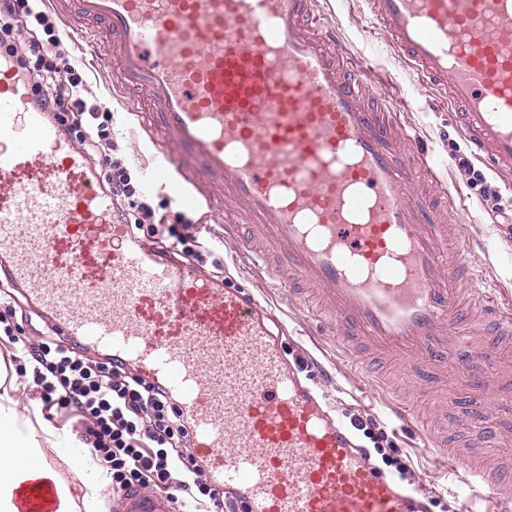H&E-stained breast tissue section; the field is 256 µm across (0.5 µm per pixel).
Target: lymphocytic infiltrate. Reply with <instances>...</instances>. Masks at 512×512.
I'll list each match as a JSON object with an SVG mask.
<instances>
[{
    "instance_id": "obj_1",
    "label": "lymphocytic infiltrate",
    "mask_w": 512,
    "mask_h": 512,
    "mask_svg": "<svg viewBox=\"0 0 512 512\" xmlns=\"http://www.w3.org/2000/svg\"><path fill=\"white\" fill-rule=\"evenodd\" d=\"M27 5L39 38L17 41L8 22L13 0H0V46L34 83L38 108L54 114L91 160L112 196L116 219L136 230L154 223L156 211L118 153L108 118L87 103L81 69L72 63L53 65L60 37L42 0H27ZM16 328L0 315V335L29 358L42 410L82 420V443L105 470V491L154 486L181 512H224L227 493L197 465L187 419L163 384L146 380L125 360L108 355L97 362L52 336L32 343L16 335Z\"/></svg>"
}]
</instances>
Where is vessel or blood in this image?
<instances>
[{
	"instance_id": "b4317fda",
	"label": "vessel or blood",
	"mask_w": 512,
	"mask_h": 512,
	"mask_svg": "<svg viewBox=\"0 0 512 512\" xmlns=\"http://www.w3.org/2000/svg\"><path fill=\"white\" fill-rule=\"evenodd\" d=\"M100 21L117 100L159 154L142 172L189 210L237 212L285 277L312 289L313 315L336 341L364 339L400 365L457 356L461 304L479 328L512 330V313L460 285L461 237L448 234L450 193L398 113L368 105L380 80L336 51V28L310 0H77ZM377 27L424 86L447 97L475 155L512 179V0H368ZM0 260L51 327L135 364L189 415L194 454L246 512H429L378 471L352 425L288 359L283 328L254 297L162 254L115 222L112 197L62 127L37 109L0 55ZM471 386L490 351L458 358ZM461 491L491 481L502 512L512 478L482 449L452 457ZM15 512H58L59 490L34 478ZM116 512H171L167 496L123 490Z\"/></svg>"
}]
</instances>
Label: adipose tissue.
I'll use <instances>...</instances> for the list:
<instances>
[{
    "instance_id": "ef3b65f1",
    "label": "adipose tissue",
    "mask_w": 512,
    "mask_h": 512,
    "mask_svg": "<svg viewBox=\"0 0 512 512\" xmlns=\"http://www.w3.org/2000/svg\"><path fill=\"white\" fill-rule=\"evenodd\" d=\"M26 416L9 393L0 394V512H13L11 492L29 479L28 461L43 457L45 447H56L55 435L24 434L20 425Z\"/></svg>"
}]
</instances>
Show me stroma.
<instances>
[{"instance_id": "obj_1", "label": "stroma", "mask_w": 512, "mask_h": 512, "mask_svg": "<svg viewBox=\"0 0 512 512\" xmlns=\"http://www.w3.org/2000/svg\"><path fill=\"white\" fill-rule=\"evenodd\" d=\"M317 13L333 22L338 31V50L342 54L364 57L376 71L391 80L397 96L395 109L401 122L413 129L429 148L438 175L447 185L455 186L461 199L448 211V226H464L468 240L464 265L469 274V287L495 294L501 303L512 302V191L503 192L498 211H488L476 188L456 167L455 152H469L470 147L459 132L445 100L421 85L417 74L406 67L383 37L370 32V18L365 0H315ZM55 21L64 34L69 54L83 63L91 90L89 100L100 111L110 114L122 154L133 175H140L141 163L150 153L134 130L130 115L114 109L110 102L112 79L105 60L96 45L66 24L63 16ZM150 200L158 215L175 231L183 232L187 248L196 250L223 236L224 227L209 224L201 211L192 212L193 223L183 227L182 207L165 192L151 193ZM235 242L224 249L222 277L229 286L243 288L269 305L286 324L290 336L283 339L285 353H297L308 363L311 382L322 386L334 401L342 418L351 415L376 419L385 437L383 448H394L396 454L408 456L415 489L426 493L434 502L432 512H460L463 503L457 488V477L443 467L444 455L430 445L431 437L445 435L454 449H462L470 432L467 407L478 405L489 417L486 424L491 465L512 469V431L507 417L500 412L494 397L484 387L448 396L456 364L447 362L425 367L407 368L388 373H371L359 367L355 355L344 354L332 334L323 333L322 325L309 313L304 301L288 289L268 287L264 271L254 269L246 258L237 256ZM10 344L0 341V378L16 381V400L27 408L28 425L35 430H54V422L40 413L39 395L30 380L20 377L21 363L6 364L11 356ZM403 401L424 422L423 434H415L394 421L389 405Z\"/></svg>"}]
</instances>
